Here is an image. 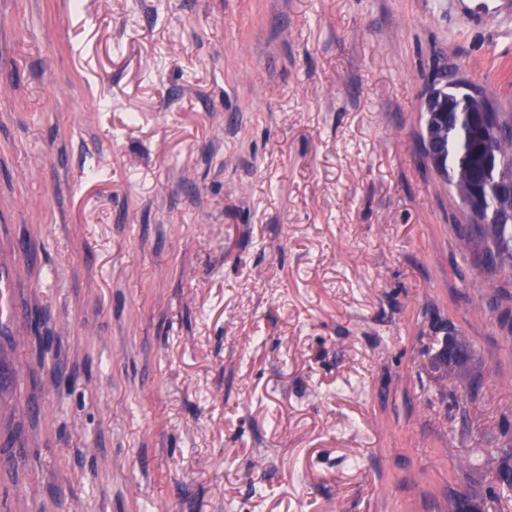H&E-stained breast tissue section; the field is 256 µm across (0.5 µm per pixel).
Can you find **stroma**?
I'll return each instance as SVG.
<instances>
[{"mask_svg":"<svg viewBox=\"0 0 512 512\" xmlns=\"http://www.w3.org/2000/svg\"><path fill=\"white\" fill-rule=\"evenodd\" d=\"M449 72L512 113V0H0V512H512Z\"/></svg>","mask_w":512,"mask_h":512,"instance_id":"stroma-1","label":"stroma"}]
</instances>
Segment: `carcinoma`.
Instances as JSON below:
<instances>
[{
    "label": "carcinoma",
    "instance_id": "carcinoma-1",
    "mask_svg": "<svg viewBox=\"0 0 512 512\" xmlns=\"http://www.w3.org/2000/svg\"><path fill=\"white\" fill-rule=\"evenodd\" d=\"M438 92L448 97L455 112L448 116V124L438 127V135L447 142L444 164L448 165L446 180L460 199L470 196L476 176L492 169L502 178H512V117L500 115L502 133L486 152L481 149L482 129L478 122V107L485 101L481 92L466 82L441 87ZM485 218L483 224H467L460 240L472 243L484 240L481 260L493 271L512 269V196L502 195L491 184L484 187Z\"/></svg>",
    "mask_w": 512,
    "mask_h": 512
}]
</instances>
